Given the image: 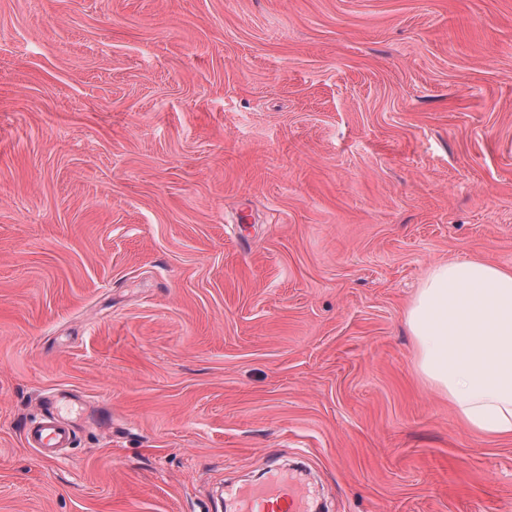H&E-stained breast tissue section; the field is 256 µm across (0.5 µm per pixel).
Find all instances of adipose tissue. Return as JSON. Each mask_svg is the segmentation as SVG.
I'll return each instance as SVG.
<instances>
[{
    "label": "adipose tissue",
    "instance_id": "ef3b65f1",
    "mask_svg": "<svg viewBox=\"0 0 512 512\" xmlns=\"http://www.w3.org/2000/svg\"><path fill=\"white\" fill-rule=\"evenodd\" d=\"M405 318L420 373L460 421L512 438V270L479 258L436 264Z\"/></svg>",
    "mask_w": 512,
    "mask_h": 512
}]
</instances>
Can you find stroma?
<instances>
[{"instance_id":"stroma-1","label":"stroma","mask_w":512,"mask_h":512,"mask_svg":"<svg viewBox=\"0 0 512 512\" xmlns=\"http://www.w3.org/2000/svg\"><path fill=\"white\" fill-rule=\"evenodd\" d=\"M473 256L512 268V0H0V512H512L405 324ZM24 439L30 448L40 454L55 456L58 448H68L72 443V433L68 425L54 415H49L25 429ZM241 498V512H255L258 506L272 500L283 506V510L290 512L302 511L303 492L299 486L293 483L291 478L280 477L267 485L257 486L248 490H236Z\"/></svg>"}]
</instances>
